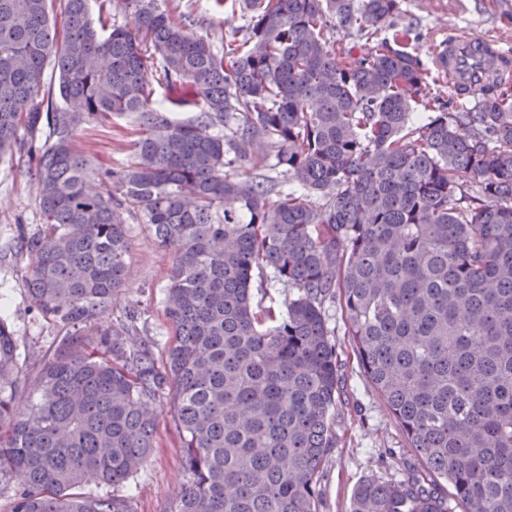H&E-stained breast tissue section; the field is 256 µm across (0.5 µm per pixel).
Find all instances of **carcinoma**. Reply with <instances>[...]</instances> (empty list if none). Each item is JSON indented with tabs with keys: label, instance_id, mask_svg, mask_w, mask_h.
Listing matches in <instances>:
<instances>
[{
	"label": "carcinoma",
	"instance_id": "obj_1",
	"mask_svg": "<svg viewBox=\"0 0 512 512\" xmlns=\"http://www.w3.org/2000/svg\"><path fill=\"white\" fill-rule=\"evenodd\" d=\"M0 0V157L31 154L43 226L18 238L25 291L72 329L15 409L20 354L0 319V483L12 512H132L115 494L155 448L148 402L166 377L152 345L125 347L137 312L105 320L126 278L124 214L173 253L165 315L186 485L171 512H319L320 473L336 447L340 389L324 303L340 297L364 376L421 467L373 478L350 512H512V91L498 82L450 112L395 27L401 0H241L244 37L210 43L157 0H123L135 29H98L90 0ZM336 51L326 32L370 42ZM177 121L156 106L154 60ZM64 107L37 101L48 66ZM434 112L416 126L418 108ZM132 116L134 157L92 192L78 130ZM239 119L231 136L210 129ZM45 139L33 152V142ZM275 149L305 190L275 208L272 180L229 173ZM234 157H229V153ZM270 267L297 289L278 317L254 304ZM102 321L100 353L82 347ZM96 482L114 493L85 498Z\"/></svg>",
	"mask_w": 512,
	"mask_h": 512
}]
</instances>
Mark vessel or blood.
<instances>
[{
  "label": "vessel or blood",
  "instance_id": "1",
  "mask_svg": "<svg viewBox=\"0 0 512 512\" xmlns=\"http://www.w3.org/2000/svg\"><path fill=\"white\" fill-rule=\"evenodd\" d=\"M437 54L442 59L441 71L461 100L487 92L489 85L482 75L486 65H493L499 76L512 75V51L492 37L451 36L439 43Z\"/></svg>",
  "mask_w": 512,
  "mask_h": 512
}]
</instances>
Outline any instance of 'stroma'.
<instances>
[{"instance_id": "stroma-1", "label": "stroma", "mask_w": 512, "mask_h": 512, "mask_svg": "<svg viewBox=\"0 0 512 512\" xmlns=\"http://www.w3.org/2000/svg\"><path fill=\"white\" fill-rule=\"evenodd\" d=\"M161 8L187 17L192 34L223 50L225 40L247 25L243 11L220 9L214 0H158ZM398 25L411 26L410 50L431 63L445 36L487 35L512 48V0H401ZM137 126L131 117L106 118L81 128L76 145L94 161L92 188H100L104 171L130 163ZM29 155L0 160V318L13 328L24 359L16 385V405L25 408L40 363L51 357L67 330L33 308L24 290L30 272L28 258L13 252L19 232H37L42 225L38 188L29 173ZM128 272L112 298L109 316L123 320L126 311L138 313L137 327L126 337L128 349L155 341V359L165 365L171 330L165 316L166 290L172 255L160 248L147 225L128 220ZM332 340L341 363L342 385L333 416L336 446L320 478L319 512H349L352 492L363 479L401 481L419 462L393 416L365 381L347 331L340 300L325 303ZM173 385H166L152 408L156 416V446L144 468L120 487L133 512H170L186 481L183 448L173 419Z\"/></svg>"}]
</instances>
